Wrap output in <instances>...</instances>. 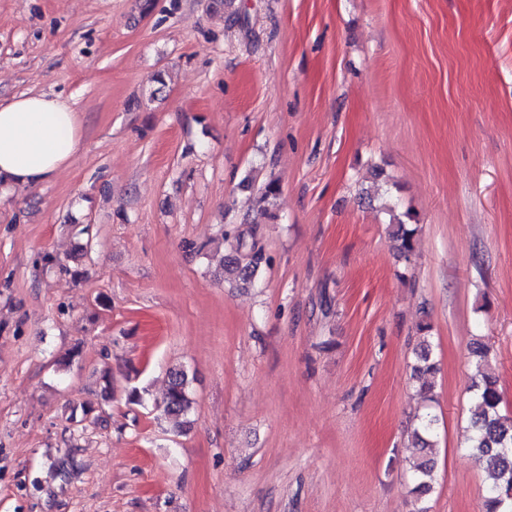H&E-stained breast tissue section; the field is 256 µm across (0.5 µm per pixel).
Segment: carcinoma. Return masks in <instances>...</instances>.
<instances>
[{
	"instance_id": "carcinoma-1",
	"label": "carcinoma",
	"mask_w": 512,
	"mask_h": 512,
	"mask_svg": "<svg viewBox=\"0 0 512 512\" xmlns=\"http://www.w3.org/2000/svg\"><path fill=\"white\" fill-rule=\"evenodd\" d=\"M279 187L273 180L258 189L257 204L265 211L273 209ZM390 213V236L402 259L409 262L416 253V229L409 227L411 216ZM224 243L229 254L222 258V276L239 286L252 285L263 261L262 249L257 246L255 232L236 228L224 232ZM422 340L418 345L413 365L416 392L424 402L434 400L437 367L432 358L431 325L422 322L417 327ZM476 369L472 384L474 413L468 426L467 442L477 461L487 472L485 512H512V417L501 412L502 391L498 377L488 369V347L480 341L470 350ZM162 412L173 424L176 433L187 424L193 408L188 376L181 369L169 371L168 386L161 405ZM436 416L429 412L417 418L412 431L416 455L411 463L413 488L411 493L417 504L415 512H428L427 497L436 481V461L433 447Z\"/></svg>"
}]
</instances>
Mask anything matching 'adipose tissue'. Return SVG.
I'll use <instances>...</instances> for the list:
<instances>
[{"label": "adipose tissue", "instance_id": "adipose-tissue-1", "mask_svg": "<svg viewBox=\"0 0 512 512\" xmlns=\"http://www.w3.org/2000/svg\"><path fill=\"white\" fill-rule=\"evenodd\" d=\"M78 144L77 114L60 97L31 92L0 101V197L53 178Z\"/></svg>", "mask_w": 512, "mask_h": 512}]
</instances>
